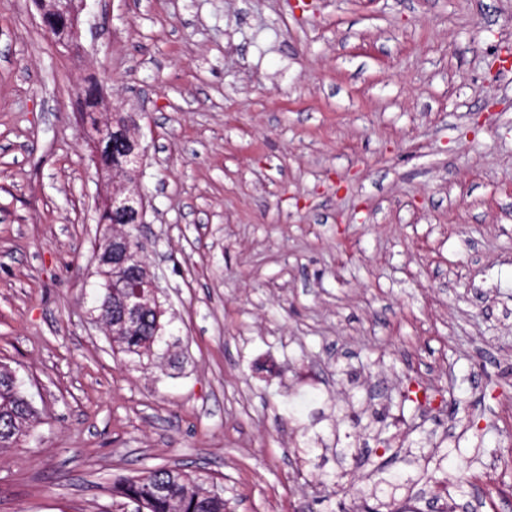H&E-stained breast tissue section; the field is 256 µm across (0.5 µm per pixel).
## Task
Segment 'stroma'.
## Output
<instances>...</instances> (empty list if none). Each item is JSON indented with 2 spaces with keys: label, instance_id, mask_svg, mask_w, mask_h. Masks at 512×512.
Segmentation results:
<instances>
[{
  "label": "stroma",
  "instance_id": "obj_1",
  "mask_svg": "<svg viewBox=\"0 0 512 512\" xmlns=\"http://www.w3.org/2000/svg\"><path fill=\"white\" fill-rule=\"evenodd\" d=\"M504 46L512 0H87L67 45L0 0V363L37 412L0 512H121L115 476L163 465L231 512H360L404 459L397 498L512 512ZM92 83L98 122L140 115L141 357L93 320L126 178L92 161Z\"/></svg>",
  "mask_w": 512,
  "mask_h": 512
}]
</instances>
